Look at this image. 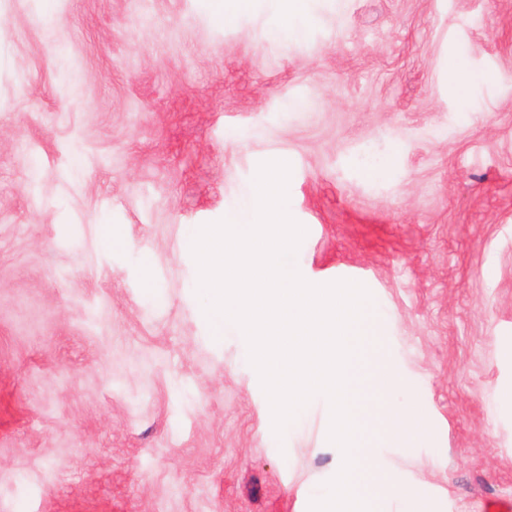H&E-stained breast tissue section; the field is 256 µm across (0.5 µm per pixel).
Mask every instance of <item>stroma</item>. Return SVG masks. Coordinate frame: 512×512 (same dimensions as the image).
I'll use <instances>...</instances> for the list:
<instances>
[{
	"mask_svg": "<svg viewBox=\"0 0 512 512\" xmlns=\"http://www.w3.org/2000/svg\"><path fill=\"white\" fill-rule=\"evenodd\" d=\"M0 0V512H308L314 397L276 437L187 236L289 163L293 260L364 284L372 512L512 499V0ZM483 75L469 97L455 61ZM119 237L120 248L102 244ZM396 380L384 391L380 375ZM283 13L279 17L275 34L285 36L290 34L298 23H308L310 14L306 0H283ZM385 418L387 425L397 438L404 437L406 434L416 431L412 421H409L410 417L394 406H388L386 408Z\"/></svg>",
	"mask_w": 512,
	"mask_h": 512,
	"instance_id": "1",
	"label": "stroma"
}]
</instances>
